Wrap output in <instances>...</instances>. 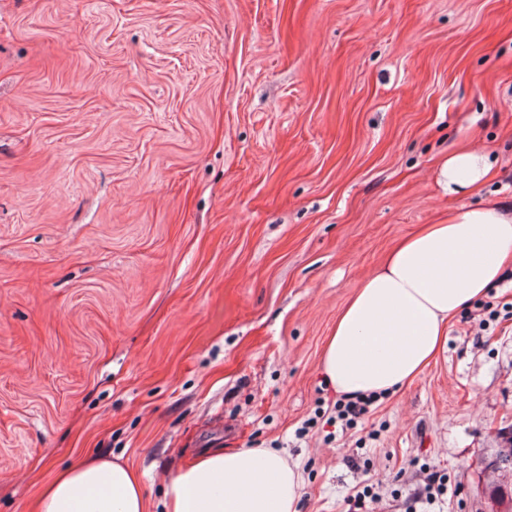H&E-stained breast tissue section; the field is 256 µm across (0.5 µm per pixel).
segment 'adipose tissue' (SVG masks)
I'll list each match as a JSON object with an SVG mask.
<instances>
[{"label":"adipose tissue","mask_w":512,"mask_h":512,"mask_svg":"<svg viewBox=\"0 0 512 512\" xmlns=\"http://www.w3.org/2000/svg\"><path fill=\"white\" fill-rule=\"evenodd\" d=\"M489 172L458 151L440 168L456 195ZM512 259V214L472 208L401 242L344 307L326 342L323 373L346 398L378 396L419 376L442 348L448 322L500 281ZM298 465L274 448H209L168 481L163 512H297ZM34 512H146L139 477L117 461L71 465L42 489Z\"/></svg>","instance_id":"obj_1"}]
</instances>
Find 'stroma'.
<instances>
[{
  "label": "stroma",
  "mask_w": 512,
  "mask_h": 512,
  "mask_svg": "<svg viewBox=\"0 0 512 512\" xmlns=\"http://www.w3.org/2000/svg\"><path fill=\"white\" fill-rule=\"evenodd\" d=\"M484 152L448 196L449 153ZM512 207V0H0V512L80 459L147 512L203 448H275L298 512H485L512 425L496 318L356 428L330 417L336 316L400 239ZM489 169L482 155L470 151L454 152L441 164L443 188L448 195H457L479 184Z\"/></svg>",
  "instance_id": "1"
}]
</instances>
